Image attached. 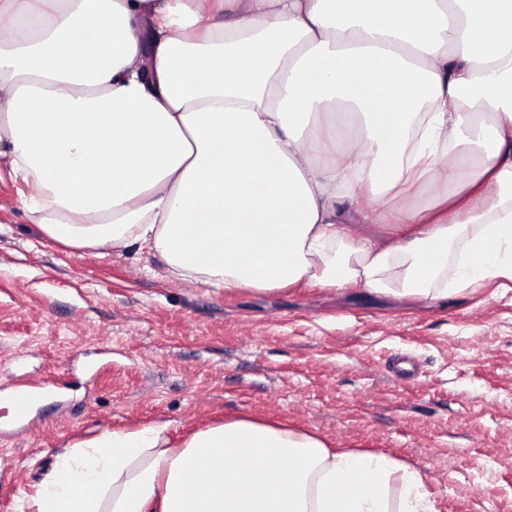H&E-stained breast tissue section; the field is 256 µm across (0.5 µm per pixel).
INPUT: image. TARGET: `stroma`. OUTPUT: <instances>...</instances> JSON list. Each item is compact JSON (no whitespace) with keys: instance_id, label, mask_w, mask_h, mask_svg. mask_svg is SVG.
<instances>
[{"instance_id":"35a3bbf8","label":"stroma","mask_w":512,"mask_h":512,"mask_svg":"<svg viewBox=\"0 0 512 512\" xmlns=\"http://www.w3.org/2000/svg\"><path fill=\"white\" fill-rule=\"evenodd\" d=\"M0 156V512L55 457L162 425L172 444L228 416L419 471L435 512H512V281L424 303L362 288L224 291L152 254L42 238ZM46 386L18 416L16 389Z\"/></svg>"}]
</instances>
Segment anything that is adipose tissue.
Returning <instances> with one entry per match:
<instances>
[{
    "instance_id": "ef3b65f1",
    "label": "adipose tissue",
    "mask_w": 512,
    "mask_h": 512,
    "mask_svg": "<svg viewBox=\"0 0 512 512\" xmlns=\"http://www.w3.org/2000/svg\"><path fill=\"white\" fill-rule=\"evenodd\" d=\"M0 21V152L44 239L227 291L443 300L452 245L458 283L512 280V0H0ZM23 508L433 512L386 455L246 418L76 444ZM362 237H373L381 244L392 243L399 235L400 224H351Z\"/></svg>"
}]
</instances>
